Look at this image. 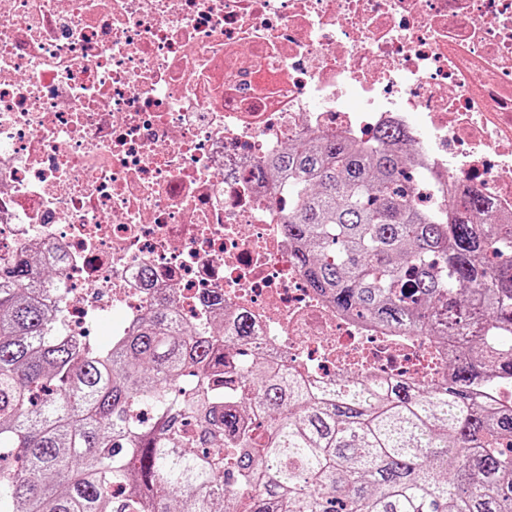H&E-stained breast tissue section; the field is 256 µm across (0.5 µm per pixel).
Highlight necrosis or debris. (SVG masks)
I'll return each mask as SVG.
<instances>
[{"label":"necrosis or debris","mask_w":512,"mask_h":512,"mask_svg":"<svg viewBox=\"0 0 512 512\" xmlns=\"http://www.w3.org/2000/svg\"><path fill=\"white\" fill-rule=\"evenodd\" d=\"M355 92L362 104L344 106ZM410 130L419 186L512 220V0H0V262L60 256L67 331L214 296L312 392L446 379L455 342L339 311L295 261L288 147Z\"/></svg>","instance_id":"4bbe7bcc"}]
</instances>
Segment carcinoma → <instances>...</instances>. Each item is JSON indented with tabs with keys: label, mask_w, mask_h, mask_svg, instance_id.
<instances>
[{
	"label": "carcinoma",
	"mask_w": 512,
	"mask_h": 512,
	"mask_svg": "<svg viewBox=\"0 0 512 512\" xmlns=\"http://www.w3.org/2000/svg\"><path fill=\"white\" fill-rule=\"evenodd\" d=\"M404 132L307 141L274 161L288 236L336 307L416 336L482 338L453 379L312 395L261 352L241 386L213 370L250 335L200 333L169 300L100 349L59 335L62 289L33 257L0 269V512H512V223L477 192L409 198Z\"/></svg>",
	"instance_id": "obj_1"
}]
</instances>
